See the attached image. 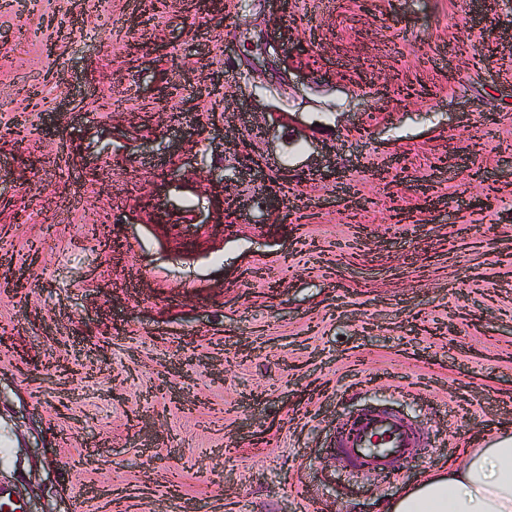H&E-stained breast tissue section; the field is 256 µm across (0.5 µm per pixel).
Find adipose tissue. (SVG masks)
<instances>
[{
    "label": "adipose tissue",
    "mask_w": 512,
    "mask_h": 512,
    "mask_svg": "<svg viewBox=\"0 0 512 512\" xmlns=\"http://www.w3.org/2000/svg\"><path fill=\"white\" fill-rule=\"evenodd\" d=\"M385 512H512V435L403 489Z\"/></svg>",
    "instance_id": "adipose-tissue-1"
}]
</instances>
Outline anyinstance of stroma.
I'll return each mask as SVG.
<instances>
[{
	"mask_svg": "<svg viewBox=\"0 0 512 512\" xmlns=\"http://www.w3.org/2000/svg\"><path fill=\"white\" fill-rule=\"evenodd\" d=\"M154 2L0 0V490L381 512L512 431V0ZM367 409L395 474L333 455ZM419 446V433L397 414L388 410H370L340 429L336 448L354 468L384 473L394 469Z\"/></svg>",
	"mask_w": 512,
	"mask_h": 512,
	"instance_id": "1",
	"label": "stroma"
}]
</instances>
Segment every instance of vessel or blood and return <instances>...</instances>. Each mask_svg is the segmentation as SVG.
I'll use <instances>...</instances> for the list:
<instances>
[{
  "label": "vessel or blood",
  "instance_id": "vessel-or-blood-1",
  "mask_svg": "<svg viewBox=\"0 0 512 512\" xmlns=\"http://www.w3.org/2000/svg\"><path fill=\"white\" fill-rule=\"evenodd\" d=\"M419 445V433L397 414L371 410L359 414L340 429L337 451L355 468L384 473L394 469Z\"/></svg>",
  "mask_w": 512,
  "mask_h": 512
}]
</instances>
